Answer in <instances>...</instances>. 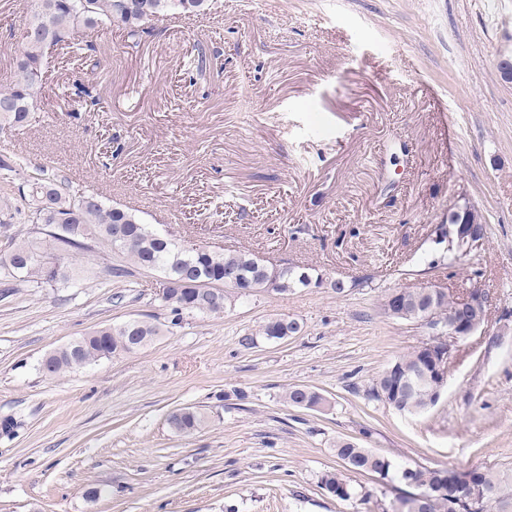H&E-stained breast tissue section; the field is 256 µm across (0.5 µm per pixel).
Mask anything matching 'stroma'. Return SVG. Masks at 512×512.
<instances>
[{"label":"stroma","mask_w":512,"mask_h":512,"mask_svg":"<svg viewBox=\"0 0 512 512\" xmlns=\"http://www.w3.org/2000/svg\"><path fill=\"white\" fill-rule=\"evenodd\" d=\"M31 0H0V83ZM512 0H209L141 42L112 26L98 69L48 59L30 126L0 134L20 158L0 177V224L27 230L22 188L38 170L132 209L189 244L244 249L345 283L228 301L168 326L159 273L124 281L104 251L72 253L68 279L0 286V512H387L376 475L342 502L319 486L349 440L409 465L512 471ZM204 71L191 66L196 44ZM95 85L98 105L75 102ZM485 237L461 263L436 244L463 204ZM436 285L487 297L482 332L458 341L438 404L405 415L372 379L426 332L387 317L390 288ZM150 314L144 349L76 374L41 359L92 330ZM274 316L301 330L243 348ZM316 388L325 411L289 406ZM243 390L245 399H225ZM205 409L190 436L167 422ZM316 389L306 385H293L289 387L284 395L289 406L308 410L318 411L327 404V399Z\"/></svg>","instance_id":"obj_1"}]
</instances>
